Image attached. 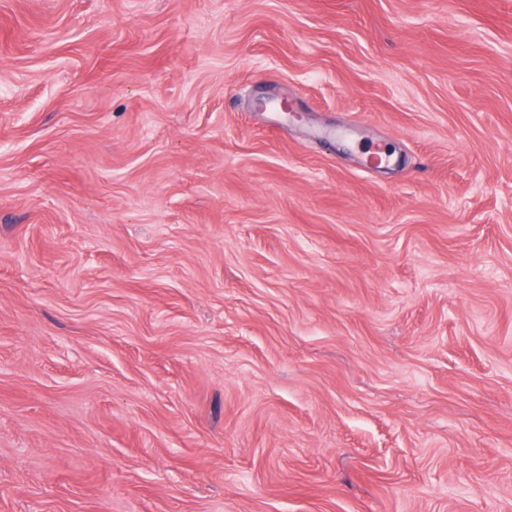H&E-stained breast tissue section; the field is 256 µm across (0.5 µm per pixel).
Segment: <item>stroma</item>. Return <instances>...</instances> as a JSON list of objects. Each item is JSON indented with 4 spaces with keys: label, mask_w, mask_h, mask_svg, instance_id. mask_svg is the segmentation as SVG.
Returning <instances> with one entry per match:
<instances>
[{
    "label": "stroma",
    "mask_w": 512,
    "mask_h": 512,
    "mask_svg": "<svg viewBox=\"0 0 512 512\" xmlns=\"http://www.w3.org/2000/svg\"><path fill=\"white\" fill-rule=\"evenodd\" d=\"M0 512H512V0H0Z\"/></svg>",
    "instance_id": "stroma-1"
}]
</instances>
